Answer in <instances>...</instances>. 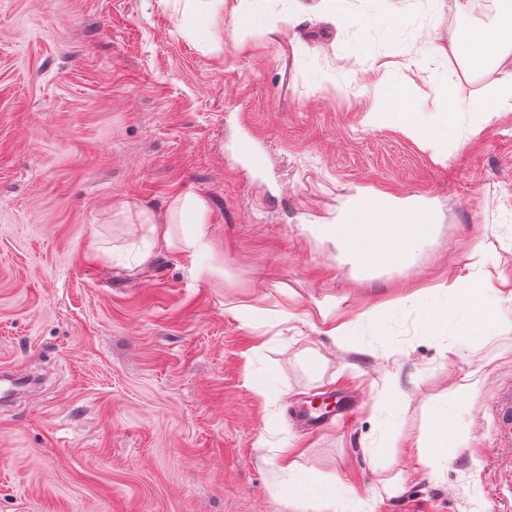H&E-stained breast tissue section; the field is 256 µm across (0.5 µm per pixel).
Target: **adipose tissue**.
Segmentation results:
<instances>
[{"label":"adipose tissue","instance_id":"obj_1","mask_svg":"<svg viewBox=\"0 0 512 512\" xmlns=\"http://www.w3.org/2000/svg\"><path fill=\"white\" fill-rule=\"evenodd\" d=\"M448 57L463 62V76L492 72L488 91L468 104H452L447 112H423L413 86L390 88L379 79L372 86L373 103L365 116L368 125L397 127L438 163L448 158L449 140L465 144L495 125L503 113L512 112V19L505 17L489 26L471 28L463 39L449 38ZM461 110L472 115L467 129L448 136V114ZM137 212L144 231L140 264H149L181 247L206 249L204 226L210 221L211 206L205 194L185 191L177 194L163 211ZM175 224L191 225L192 230L183 238H175L171 231ZM435 231L428 210L382 192L357 197L344 223L317 227L322 238L334 241L341 252L364 269H391L411 263ZM468 259L470 271L449 285L450 299L424 304V331L448 324L459 339L468 341L485 335L497 323L502 303L512 302V286L496 277V262L490 249L477 245ZM458 440L446 410H436L431 431L415 443L418 464L439 474L447 464L445 447ZM279 468L287 477L281 488L285 506L314 501L321 512H337L335 492L320 490L298 468L290 445L280 448Z\"/></svg>","mask_w":512,"mask_h":512}]
</instances>
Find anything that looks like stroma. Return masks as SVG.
I'll return each instance as SVG.
<instances>
[{
	"instance_id": "1",
	"label": "stroma",
	"mask_w": 512,
	"mask_h": 512,
	"mask_svg": "<svg viewBox=\"0 0 512 512\" xmlns=\"http://www.w3.org/2000/svg\"><path fill=\"white\" fill-rule=\"evenodd\" d=\"M318 2L262 0L268 18L297 7L302 20L241 50L228 8L201 27L182 0H0V377L22 380L0 400V512H289L286 441L337 484L340 512H512L499 485L512 444L492 414L512 382V303L467 345L422 328L425 297L465 274L476 244L512 283V112L442 164L393 126H364L373 65L388 63L389 86L414 79L426 112L446 105L432 86L467 100L490 83L448 61L472 12L336 0V25ZM243 139L263 171L238 156ZM187 190L211 202V251L138 265L142 234L117 204L161 210ZM366 191L434 214L411 267L360 271L315 234ZM197 263L214 273L194 278ZM322 305L348 345L323 334ZM470 371L478 389L451 404ZM338 393L349 422L294 419ZM442 402L464 441L435 477L411 443Z\"/></svg>"
}]
</instances>
